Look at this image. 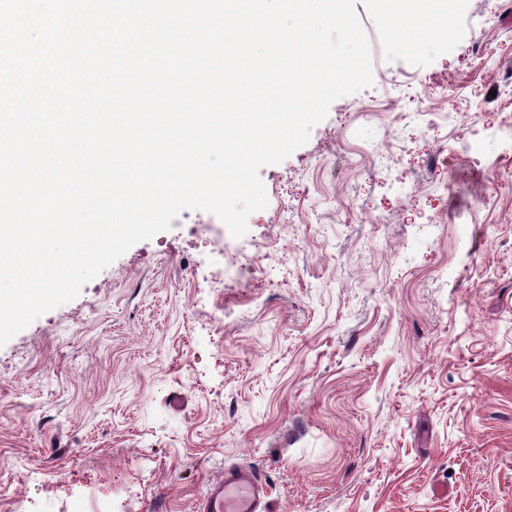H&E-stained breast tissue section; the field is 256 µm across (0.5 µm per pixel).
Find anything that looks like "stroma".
Returning a JSON list of instances; mask_svg holds the SVG:
<instances>
[{
	"mask_svg": "<svg viewBox=\"0 0 512 512\" xmlns=\"http://www.w3.org/2000/svg\"><path fill=\"white\" fill-rule=\"evenodd\" d=\"M452 4L463 33L417 52L358 0L394 50L261 169L244 237L182 211L0 347V493L198 512L247 465L267 512H512V0ZM374 98L407 115L388 168Z\"/></svg>",
	"mask_w": 512,
	"mask_h": 512,
	"instance_id": "stroma-1",
	"label": "stroma"
}]
</instances>
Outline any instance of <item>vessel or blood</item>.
Instances as JSON below:
<instances>
[{
    "label": "vessel or blood",
    "instance_id": "b4317fda",
    "mask_svg": "<svg viewBox=\"0 0 512 512\" xmlns=\"http://www.w3.org/2000/svg\"><path fill=\"white\" fill-rule=\"evenodd\" d=\"M267 486L247 466L225 468L224 481L212 485L199 504V512H266Z\"/></svg>",
    "mask_w": 512,
    "mask_h": 512
}]
</instances>
